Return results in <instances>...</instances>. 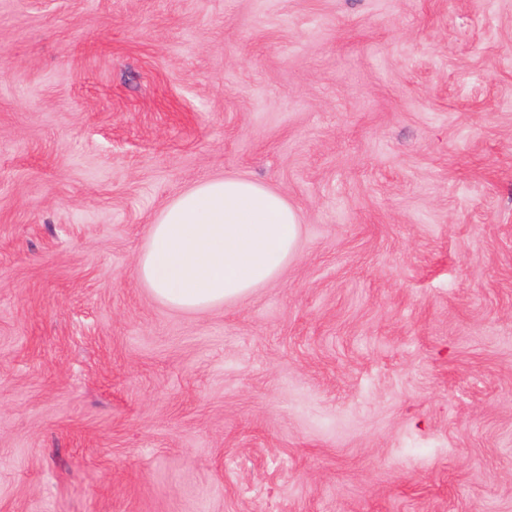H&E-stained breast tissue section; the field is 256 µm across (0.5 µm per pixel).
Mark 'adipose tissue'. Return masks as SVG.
Instances as JSON below:
<instances>
[{"label": "adipose tissue", "mask_w": 512, "mask_h": 512, "mask_svg": "<svg viewBox=\"0 0 512 512\" xmlns=\"http://www.w3.org/2000/svg\"><path fill=\"white\" fill-rule=\"evenodd\" d=\"M299 238V218L280 193L246 178H213L161 210L136 271L164 304L204 313L274 282Z\"/></svg>", "instance_id": "1"}]
</instances>
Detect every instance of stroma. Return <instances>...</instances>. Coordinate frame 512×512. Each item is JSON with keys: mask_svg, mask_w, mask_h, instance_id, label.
<instances>
[{"mask_svg": "<svg viewBox=\"0 0 512 512\" xmlns=\"http://www.w3.org/2000/svg\"><path fill=\"white\" fill-rule=\"evenodd\" d=\"M223 176L297 255L171 309ZM0 512H512V0H0ZM300 227L280 193L241 177L209 179L149 225L137 275L169 307L204 313L274 282L297 252Z\"/></svg>", "mask_w": 512, "mask_h": 512, "instance_id": "35a3bbf8", "label": "stroma"}]
</instances>
